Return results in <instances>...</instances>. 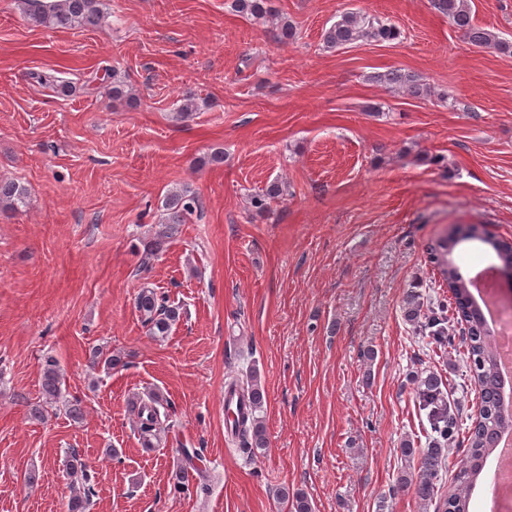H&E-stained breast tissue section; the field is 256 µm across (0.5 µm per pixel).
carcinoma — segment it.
<instances>
[{
  "instance_id": "obj_1",
  "label": "carcinoma",
  "mask_w": 512,
  "mask_h": 512,
  "mask_svg": "<svg viewBox=\"0 0 512 512\" xmlns=\"http://www.w3.org/2000/svg\"><path fill=\"white\" fill-rule=\"evenodd\" d=\"M27 17L36 24L56 29L95 28L105 19V12L99 0H22ZM268 0H234V8L240 13L252 16L258 21L271 17ZM435 8L454 27L464 31L468 42L476 47L493 48L501 53H512V42L499 34L473 23L468 0H434ZM397 28L377 17L361 11H346L323 33V43L328 49H336L359 40L375 42L392 41L397 38ZM31 78L42 86H48L67 95L73 91L70 82L54 76L33 73ZM377 81L407 88L413 94L421 93L420 84L414 76L391 70L376 76ZM285 187L273 181L262 194L251 197V207L258 211L269 208L271 201L281 199ZM28 190L15 181H0V205L17 210L27 204ZM164 209L166 217L161 238L149 245L143 262L147 263L159 251L163 240L179 232L186 216L201 209L199 199L190 190L183 188L167 197ZM460 240L452 233L427 246L426 254L442 284L448 288L451 299L436 298L429 306H424L421 296L414 291L407 293L404 300V316L417 332L430 338L438 349H456L454 337L448 324L456 322L464 326L465 365L469 367L471 378L478 386V414L466 424L462 418L461 400L448 394L442 377L428 369H417L410 374L419 409L426 412L430 425L426 447H415L405 441L400 448L405 462L413 465V470L403 472L392 487L398 494L413 489L415 499L423 509L434 506V512H470V500L476 475L481 464L490 453L495 437L501 431L512 432V408L505 407L501 395V381L497 371L496 352L493 347L492 332L485 319L474 307L468 283L460 272L454 254ZM496 253L499 261L512 267V244L493 239L485 240ZM142 322L154 337H167L172 326L180 320L179 308L170 304L155 290L142 289L135 301ZM90 364L104 365L112 371L123 365L118 356H105L98 348L90 354ZM231 390L238 392L240 402L250 401L251 412L234 416L231 422L232 441L244 454L255 456L257 451L267 448V430L260 415L265 391L255 376L250 383L243 384L237 378L227 381ZM64 375L58 361L46 358L41 375V394L45 405L31 408V416L42 419L47 407L64 403L65 413L76 421L83 418L82 400L68 399L62 386ZM165 399L151 391L143 399L135 395L130 400L131 411L136 413L142 441H148L169 431L171 423ZM461 442L466 444V453L456 464L453 488L446 492L443 484V469L446 468L448 445ZM202 457L197 450L182 449V462L175 477L180 486L185 487L195 479L204 477L199 462ZM67 475L71 481V495L66 512H90L94 486L90 484L85 463L76 449H71ZM278 496L291 499L294 512H313L308 498L302 492L289 494L288 489L278 491Z\"/></svg>"
}]
</instances>
